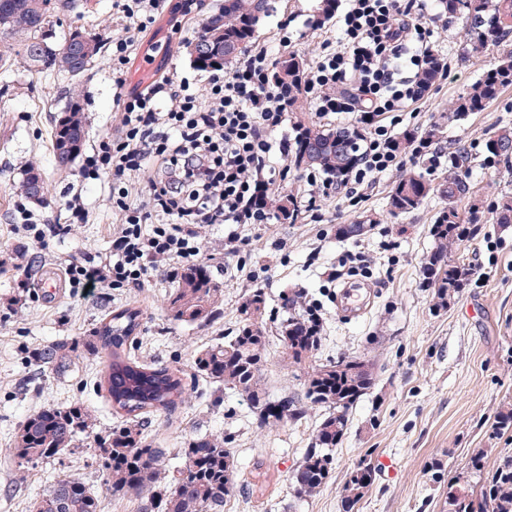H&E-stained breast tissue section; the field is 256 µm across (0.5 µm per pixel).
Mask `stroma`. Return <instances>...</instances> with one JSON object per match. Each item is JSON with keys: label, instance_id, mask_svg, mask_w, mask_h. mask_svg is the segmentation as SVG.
<instances>
[{"label": "stroma", "instance_id": "35a3bbf8", "mask_svg": "<svg viewBox=\"0 0 512 512\" xmlns=\"http://www.w3.org/2000/svg\"><path fill=\"white\" fill-rule=\"evenodd\" d=\"M317 0H275L255 39L274 54L283 50L312 65L323 42L337 36L336 22L315 29L309 24ZM439 0H425L419 18L433 30L432 40L447 60L451 74L436 81L422 97L407 102L402 126L443 130V160L430 162L411 152L403 169L438 183L448 171L447 154L467 157L469 192L458 204L461 214L477 209L480 221L461 247L476 272L448 308L438 309L430 289L421 287L420 270L434 243L430 227L443 200L430 196L413 213L391 216L387 195L397 171H390L364 191L351 207L336 194H316L314 212L298 210L291 221L267 224H212L202 228L205 267L224 285V303L211 320L187 324L173 320L166 296L174 282L158 269L141 288L97 287L89 296L65 285L69 261L88 253L108 254L112 212L103 184H84L78 165L58 170L51 147L55 122L70 101L72 79L59 72L32 74L22 66L0 68V261L10 271L0 274V512H30L33 502L54 478L65 476L89 485L101 498V512H134L103 484L104 473L93 440L34 468L18 467L6 448L22 421L48 407L81 405L95 416V430L105 433L120 419L99 370L106 357L94 349L93 331L119 308L140 310V331L128 352L132 359L170 371L187 370L196 353L229 335L239 325L238 304L247 290L263 289L269 341L262 357V384L268 397L300 394L306 368L290 364L277 337L283 298L304 293L322 317V342L315 361L343 357L363 360L373 374L367 395L353 407L350 427L334 452L329 480L315 494L298 493L293 475L322 410L300 423L259 427L246 397L204 381H186L176 408L150 416L149 434L168 457L201 436L223 439L237 462L228 512H341L340 489L361 460L376 465L374 483L358 512H443L448 483L456 477L478 483L471 468L479 452L488 457L512 454V430L492 432L495 415L512 403V226L495 224L497 204L512 197V166L493 157L486 143L493 132L512 129V86L502 90L484 111L449 118L453 101L497 67L512 39H490L481 54L467 52L470 32L463 20L435 23ZM165 38L158 61L132 58L125 74L131 87H145L155 69L173 77L193 74L186 53L194 31L172 32L169 18L158 21ZM86 29L100 37L124 36L116 0H89L77 13H64L57 38ZM289 48H282L283 37ZM80 104L86 117L87 143L112 131L121 119L113 102L112 71L100 57L83 77ZM348 119L317 115L308 95H300L273 142L293 141L298 126L336 128ZM38 168L48 189L47 200L34 205L40 224L69 222L66 200L81 193L87 223L66 236L36 242L15 234L23 219L21 182ZM378 222L365 234L344 239L336 230L363 216ZM242 240L228 252L229 234ZM54 270L63 286L45 298L38 283ZM341 279H334V272ZM66 343L63 357L36 364L32 354Z\"/></svg>", "mask_w": 512, "mask_h": 512}]
</instances>
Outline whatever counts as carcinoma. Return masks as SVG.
Instances as JSON below:
<instances>
[{"label": "carcinoma", "instance_id": "obj_1", "mask_svg": "<svg viewBox=\"0 0 512 512\" xmlns=\"http://www.w3.org/2000/svg\"><path fill=\"white\" fill-rule=\"evenodd\" d=\"M450 19L462 18L470 30L469 53H481L487 35L505 37L512 32V0H442ZM70 7V0H0V34L20 42L21 50L12 44L0 45V67L10 68L22 61L34 73L58 69L72 78L80 77L103 50L97 34L82 29L69 33L63 43L55 42L53 28L59 10ZM272 9L271 0H224V10L211 16L201 38L209 41L207 55L190 58L200 72L219 67L228 69L255 39L257 28ZM336 0H319V26L331 21ZM302 60L295 54L284 55L277 63L275 81L288 89V96L298 95L303 81ZM512 85V54L497 68L488 71L458 98L450 109L453 116L481 112L498 97L502 88ZM71 91V100L55 125L52 149L57 166L69 167L82 153L86 142V118ZM440 130L434 126L423 134L406 130L395 138L398 151L412 148L421 139L439 140ZM294 165L320 170L335 179L354 168L358 161V143L346 150L336 144V132L317 127L299 128L294 141ZM489 151L508 164L512 162V131L494 133L488 141ZM466 157L448 170L441 183L433 185L423 176L406 173L396 179L388 194L392 214H409L425 199L438 193L445 205L437 213L430 234L433 250L421 267L422 287L432 290L435 306L444 309L473 275L471 263L460 253L469 239L478 216L471 212L461 217L458 201L469 193L460 174ZM43 184L41 173L31 167L26 172L21 190L26 198L36 199L37 185ZM301 293L285 299V318L280 322V338L292 363L311 361L321 345L317 316L299 304ZM223 301V286L200 266L183 270L178 286L167 294V311L176 321H206ZM266 299L262 289L255 288L242 297L238 306L241 326L232 336H225L196 355L191 364V377L223 384L245 395L256 409L258 424L273 427L291 420L302 421L316 407L326 408L317 425L312 446L306 449L294 473L300 492L316 493L327 481L332 469V451L348 430L349 411L367 394L373 377L363 363L359 370H336L329 362L311 370L304 385V400L283 397L270 402L262 387L261 361L268 342L263 325ZM140 310L124 307L114 311L94 330L97 345L107 352L104 382L112 406L127 420L107 434L96 438V447L105 471V485L112 496L134 499L137 512H224V505L234 489L236 465L234 456L218 438L200 437L184 449V462L176 467L177 476L161 486L162 474L168 467L166 451L156 448L144 433L142 415L172 411L182 397V378L166 368H150L132 360L127 346L133 344L140 328ZM95 417L81 406L48 408L28 417L21 425L9 453L19 465H35L53 458L68 448L77 447L82 437L94 433ZM472 467L486 476L477 490L460 489L448 496L445 512H512V456L500 458L491 469H485L484 456L472 460ZM374 482V468L361 462L350 473L340 491L342 512H358V504ZM35 512H101L100 499L85 484L61 478L35 503Z\"/></svg>", "mask_w": 512, "mask_h": 512}]
</instances>
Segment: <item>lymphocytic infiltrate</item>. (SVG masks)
Here are the masks:
<instances>
[{
  "instance_id": "lymphocytic-infiltrate-1",
  "label": "lymphocytic infiltrate",
  "mask_w": 512,
  "mask_h": 512,
  "mask_svg": "<svg viewBox=\"0 0 512 512\" xmlns=\"http://www.w3.org/2000/svg\"><path fill=\"white\" fill-rule=\"evenodd\" d=\"M170 2L121 0L118 6L127 35L113 40L111 64L121 121L93 144L78 176L107 185L120 222L108 255L67 264L71 287L137 288L160 259L177 278L201 258L202 225L272 218L266 202L278 176L272 155H287L288 145L273 144L271 134L293 105L272 79L267 48H251L231 73L212 71L202 84L164 76L140 91L126 87L135 46ZM340 29L339 47H324L304 88L320 116L351 114L370 129L361 163L346 179L345 199L354 206L359 186L401 165L393 146L397 114L416 99L419 77L437 55L429 29L401 0H347ZM147 169L155 176L143 197L132 178Z\"/></svg>"
}]
</instances>
